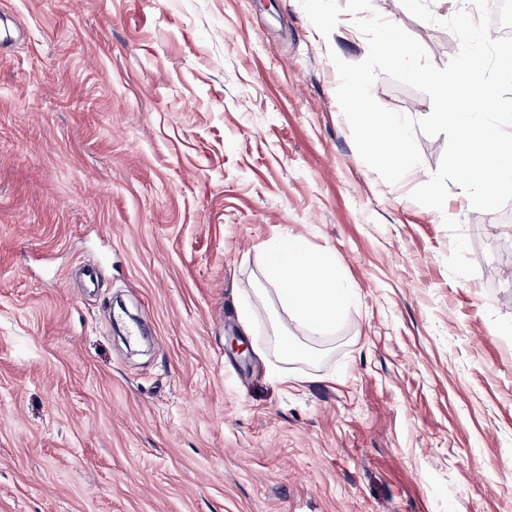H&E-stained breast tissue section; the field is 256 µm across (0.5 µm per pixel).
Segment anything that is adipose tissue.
<instances>
[{
  "label": "adipose tissue",
  "mask_w": 512,
  "mask_h": 512,
  "mask_svg": "<svg viewBox=\"0 0 512 512\" xmlns=\"http://www.w3.org/2000/svg\"><path fill=\"white\" fill-rule=\"evenodd\" d=\"M266 258L280 307L309 332L333 325L349 305L353 291L342 282L335 261L309 251L299 238L288 236L269 244Z\"/></svg>",
  "instance_id": "1"
}]
</instances>
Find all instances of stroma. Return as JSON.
<instances>
[{
    "instance_id": "35a3bbf8",
    "label": "stroma",
    "mask_w": 512,
    "mask_h": 512,
    "mask_svg": "<svg viewBox=\"0 0 512 512\" xmlns=\"http://www.w3.org/2000/svg\"><path fill=\"white\" fill-rule=\"evenodd\" d=\"M367 53L299 0H0V512H512V203L412 200L442 134L362 160L332 59ZM288 235L353 290L325 334L267 278Z\"/></svg>"
}]
</instances>
